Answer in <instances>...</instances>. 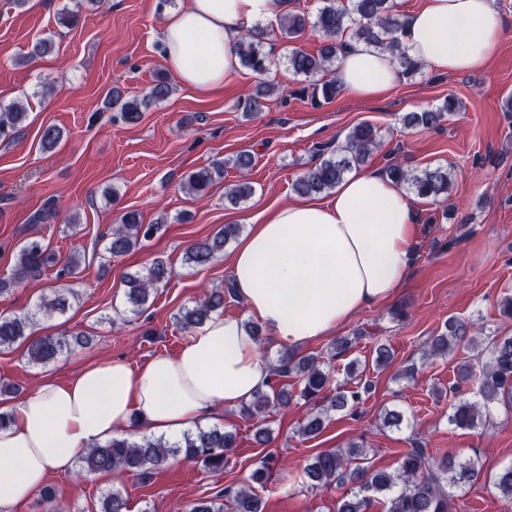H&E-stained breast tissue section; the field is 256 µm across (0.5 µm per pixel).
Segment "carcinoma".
<instances>
[{
	"label": "carcinoma",
	"instance_id": "obj_1",
	"mask_svg": "<svg viewBox=\"0 0 512 512\" xmlns=\"http://www.w3.org/2000/svg\"><path fill=\"white\" fill-rule=\"evenodd\" d=\"M405 21L395 13L391 0H323V6L311 17L304 13H287L277 29L257 27L244 34L235 46V53L242 66L257 74H263L270 64V52L265 45L275 36L287 41L300 38L311 29L322 37V48L316 54L295 49L288 57L292 71L305 77V85L298 90L310 98L314 107L333 102L341 92V85L334 75L337 55L343 46V37L364 42L388 51L399 68V73L412 76L420 72L423 63L412 58L404 47L400 35ZM53 50L49 38L33 41L23 58L31 64ZM276 91L271 84L257 87L253 93L238 99L237 107L247 116L262 111L267 97ZM172 93L171 79L162 74L153 86L149 98L164 100ZM145 101L122 96L117 89L110 91L105 108L121 112L124 121L136 124L142 118L141 106ZM459 109V101L448 95L441 106L409 112L404 122L423 130L436 129L447 117ZM28 112L24 104L17 102L0 112V140L16 135L22 128ZM62 140V132L55 126H48L42 132L40 147L50 151ZM381 146L378 130L362 123L352 128L347 144L333 147L323 144L316 147L318 160L303 171L293 184V191L299 195L312 196L331 192L352 170L362 164ZM225 161H216L207 167L188 172L182 178L181 188L197 196L207 192L215 179L224 175ZM385 174L395 182L409 186L417 196L437 201L446 200L451 194L453 179L448 169L426 167L418 172L401 166L397 160L386 167ZM254 192L248 181L231 185L225 192L227 200L236 205L249 198ZM162 224L143 223L136 210L124 212L119 222L105 239L104 252L109 259H121L135 249L142 241L156 236ZM241 232V225L226 224L213 236L190 246L185 251L184 262L191 268L206 267L223 255L224 246L235 240ZM81 257L72 254L62 262L51 252L41 239L26 240L20 247L10 279L0 281V296L11 289L37 279L48 268L56 269L58 280H65L80 273ZM171 277L167 264L154 260L143 272L128 273L124 276L125 300L133 313L146 309L160 284ZM232 288H213L203 293V298L194 305L183 307L175 314V325L188 335L201 327L213 313L224 306V291ZM77 293L70 288L54 292L53 297L44 301L36 311L14 315L0 314V351L16 345L26 346L28 362L33 365L49 363L71 349V344L84 345L89 338L77 332L70 336L34 337L30 329L40 314L50 316L66 312L70 299ZM471 323L456 317L448 318L443 331L430 338L427 357H441L461 345L477 350L478 371L463 369V378L473 385L472 396H461L450 404L448 423L457 429L471 430L490 421L494 411L502 405L512 409V336H487L476 341L471 334ZM354 340L344 337L333 344L327 355L298 357L285 351L279 364L273 369V383L267 390L256 392L252 400L241 407L240 413L247 419L255 420L254 437L266 444L270 440L269 413L274 408H286L291 395L276 386L278 378L294 372L300 377L299 397L304 400L320 399L322 408L309 415L299 426L297 433L307 439L320 435L325 421L333 411L356 412L363 395L370 392L366 383L356 391H334L333 363L342 357ZM236 436L218 427L198 428L184 434L181 440L169 443L162 439L142 436L137 440L115 437L96 445L78 459L79 467L93 474H111L118 478L129 475L145 484L164 468L169 458L183 455L204 469L220 473L227 464L229 452L235 447ZM367 451L357 442L345 448H329L317 453L303 469V479L310 488H329L333 485L350 483L356 491L342 496L336 504V512H366L372 498L386 499V512H448L452 490L472 487L481 478L482 467L478 459H457L445 455L437 463L427 448L418 440L410 442V448L402 452L393 471L373 470L366 465ZM284 462L272 455L261 461L250 476V482L237 489L230 487L209 499H198L188 504L183 512H224V498H231L230 512H263V500L257 489L270 482L272 473L283 469ZM486 483L512 500V465H508L485 479ZM99 512H129L128 500L123 491L113 488L101 499Z\"/></svg>",
	"mask_w": 512,
	"mask_h": 512
}]
</instances>
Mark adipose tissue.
Listing matches in <instances>:
<instances>
[{
	"label": "adipose tissue",
	"mask_w": 512,
	"mask_h": 512,
	"mask_svg": "<svg viewBox=\"0 0 512 512\" xmlns=\"http://www.w3.org/2000/svg\"><path fill=\"white\" fill-rule=\"evenodd\" d=\"M284 7V0H186L164 16V60L182 84L210 94L235 75L244 31ZM405 20L409 55L442 72L486 66L500 42L494 0H423ZM336 76L350 94L373 98L398 71L389 53L355 43L340 54ZM417 239L413 195L359 169L329 197L289 201L251 225L228 258L231 283L246 319L297 350L394 298ZM244 321L211 316L175 355L137 367L110 359L63 382L43 378L7 407L0 427V512H21L50 476L72 474L82 453L121 430L175 441L248 403L269 382L272 363Z\"/></svg>",
	"instance_id": "1"
}]
</instances>
